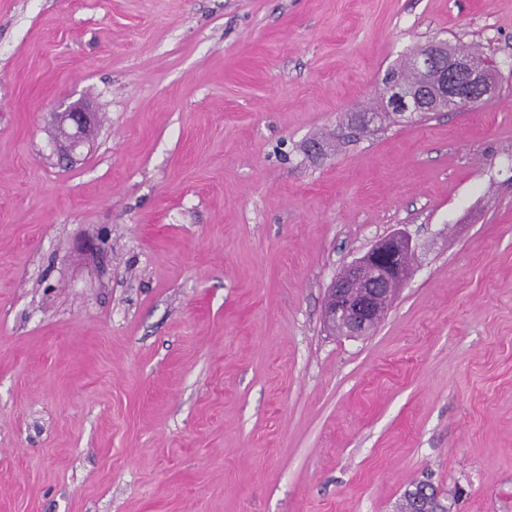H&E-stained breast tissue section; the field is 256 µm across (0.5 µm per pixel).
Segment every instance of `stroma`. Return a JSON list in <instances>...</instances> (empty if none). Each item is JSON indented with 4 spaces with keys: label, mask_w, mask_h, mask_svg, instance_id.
<instances>
[{
    "label": "stroma",
    "mask_w": 512,
    "mask_h": 512,
    "mask_svg": "<svg viewBox=\"0 0 512 512\" xmlns=\"http://www.w3.org/2000/svg\"><path fill=\"white\" fill-rule=\"evenodd\" d=\"M498 92L354 135L386 70ZM96 112L70 159L55 112ZM369 335L327 289L392 231ZM512 512V0H0V512ZM410 60L399 68H390L385 76L386 107L404 118L412 119L415 112L427 107L438 110L471 107L496 93L491 66L486 61L475 63L465 52L451 51L446 42L429 41L411 63ZM411 65L426 76V83L406 85L393 81L412 79ZM414 251L411 236L396 230L347 265L326 296L324 312L329 328L341 330L345 336L368 335L406 280Z\"/></svg>",
    "instance_id": "obj_1"
}]
</instances>
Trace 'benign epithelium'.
<instances>
[{
	"label": "benign epithelium",
	"mask_w": 512,
	"mask_h": 512,
	"mask_svg": "<svg viewBox=\"0 0 512 512\" xmlns=\"http://www.w3.org/2000/svg\"><path fill=\"white\" fill-rule=\"evenodd\" d=\"M411 65L426 76V82L406 85L393 81L385 91L387 109L407 119L427 107H471L494 96L497 90L487 62L477 63L465 52L455 53L442 41L428 42ZM95 124L96 113L81 106H68L58 113V130L64 139L62 156L84 145ZM414 251L411 236L396 230L347 265L326 296L324 312L329 328L345 336L368 335L406 280Z\"/></svg>",
	"instance_id": "1"
}]
</instances>
